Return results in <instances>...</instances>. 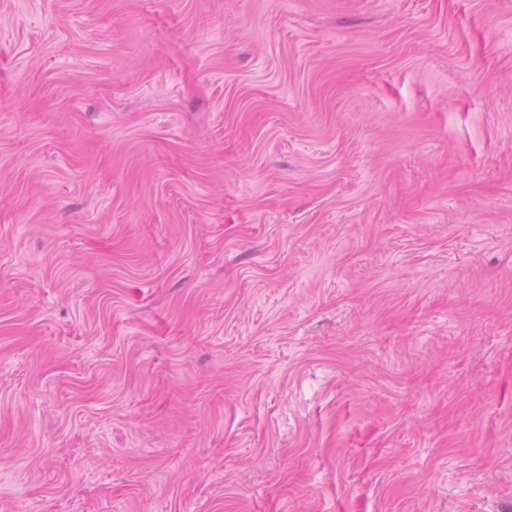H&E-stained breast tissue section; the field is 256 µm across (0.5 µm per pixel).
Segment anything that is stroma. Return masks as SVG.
<instances>
[{"label":"stroma","mask_w":512,"mask_h":512,"mask_svg":"<svg viewBox=\"0 0 512 512\" xmlns=\"http://www.w3.org/2000/svg\"><path fill=\"white\" fill-rule=\"evenodd\" d=\"M0 512H512V0H0Z\"/></svg>","instance_id":"obj_1"}]
</instances>
